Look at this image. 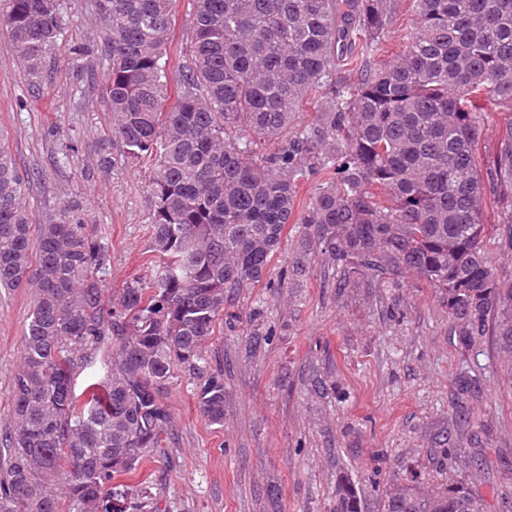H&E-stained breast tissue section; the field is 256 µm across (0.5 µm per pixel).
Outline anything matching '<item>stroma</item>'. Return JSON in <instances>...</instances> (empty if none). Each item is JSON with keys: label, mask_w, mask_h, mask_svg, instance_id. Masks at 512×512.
Wrapping results in <instances>:
<instances>
[{"label": "stroma", "mask_w": 512, "mask_h": 512, "mask_svg": "<svg viewBox=\"0 0 512 512\" xmlns=\"http://www.w3.org/2000/svg\"><path fill=\"white\" fill-rule=\"evenodd\" d=\"M412 5L395 0L372 63L402 52ZM193 27L191 0H176L170 88L190 59ZM71 76L70 55L60 51L43 92L32 95L0 27V138L28 179L26 207L40 224L67 198H85L87 230L110 255V297L150 275L149 172L97 167L111 117L98 92L71 93ZM66 142L77 149L68 165L59 161ZM483 222L487 261L512 281V240L493 199ZM302 236L301 225H288L262 281L227 293L202 349L204 372L224 373L223 425L203 417L196 376L175 366L164 393L172 427L133 478L146 493L143 509L127 512H336L341 482L353 486L361 512H386L391 480L411 472L425 492L467 479L481 512H512V355L488 335L467 350L457 345L445 295L416 275L337 287L338 268L317 249L302 253ZM300 256L305 270L297 274ZM32 306L28 289H0V468ZM462 366L482 375L464 420L453 384ZM475 457L483 461L477 470Z\"/></svg>", "instance_id": "35a3bbf8"}]
</instances>
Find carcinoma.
Instances as JSON below:
<instances>
[{"instance_id":"carcinoma-1","label":"carcinoma","mask_w":512,"mask_h":512,"mask_svg":"<svg viewBox=\"0 0 512 512\" xmlns=\"http://www.w3.org/2000/svg\"><path fill=\"white\" fill-rule=\"evenodd\" d=\"M192 2V65L166 112L174 0H91L105 27L69 47L76 91L96 80L90 62L104 66L100 166L150 169L149 278L104 305L109 254L86 233L84 201L33 223L0 141V288L34 293L0 512H61L55 486L68 512H111L112 497L137 494L124 476L162 447L174 366L197 369L226 292L263 279L291 222L345 276L411 271L437 285L459 343L489 333L512 353V283L488 265L482 216L490 187L512 246V119L496 156L479 153L482 113L512 115V0H414L405 50L369 71L393 0ZM0 24L40 93L64 37L62 0H0ZM313 99L315 123L296 124ZM256 139L278 147L260 155ZM319 174L294 214L299 185ZM478 381L460 369L458 398ZM196 387L203 415L223 424L224 374ZM413 482L390 484L387 512H480L465 479L431 495ZM337 494L336 512H359L349 486Z\"/></svg>"}]
</instances>
